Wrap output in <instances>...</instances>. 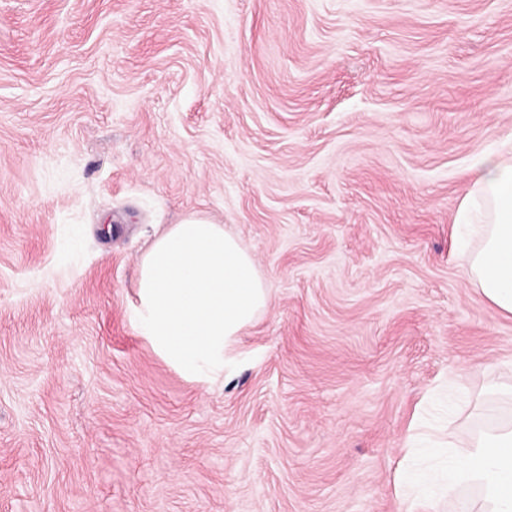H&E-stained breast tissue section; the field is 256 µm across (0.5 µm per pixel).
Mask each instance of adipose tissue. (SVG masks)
I'll return each instance as SVG.
<instances>
[{"instance_id": "1", "label": "adipose tissue", "mask_w": 512, "mask_h": 512, "mask_svg": "<svg viewBox=\"0 0 512 512\" xmlns=\"http://www.w3.org/2000/svg\"><path fill=\"white\" fill-rule=\"evenodd\" d=\"M472 188L456 222L478 244L463 267L464 278L500 313L512 315V144L478 157ZM448 493L477 490L467 512H512V420L479 434L449 432Z\"/></svg>"}]
</instances>
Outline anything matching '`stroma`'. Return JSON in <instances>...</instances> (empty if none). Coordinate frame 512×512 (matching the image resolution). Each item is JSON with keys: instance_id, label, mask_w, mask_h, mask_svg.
I'll use <instances>...</instances> for the list:
<instances>
[{"instance_id": "1", "label": "stroma", "mask_w": 512, "mask_h": 512, "mask_svg": "<svg viewBox=\"0 0 512 512\" xmlns=\"http://www.w3.org/2000/svg\"><path fill=\"white\" fill-rule=\"evenodd\" d=\"M510 137L512 0H0V512H399L512 418L455 226ZM191 213L270 294L209 390L130 321Z\"/></svg>"}]
</instances>
